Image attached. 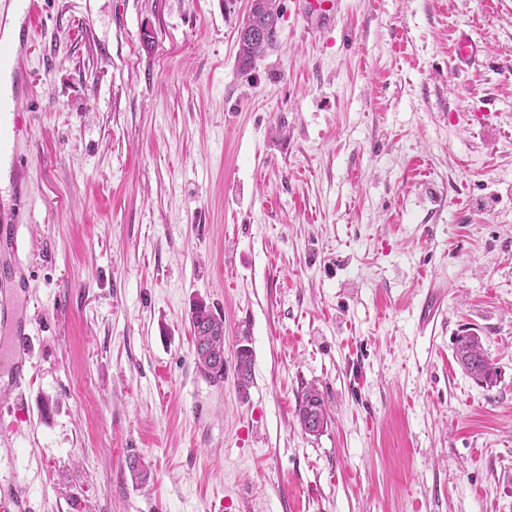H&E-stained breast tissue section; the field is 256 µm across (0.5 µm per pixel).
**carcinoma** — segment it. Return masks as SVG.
I'll return each mask as SVG.
<instances>
[{
  "instance_id": "obj_1",
  "label": "carcinoma",
  "mask_w": 512,
  "mask_h": 512,
  "mask_svg": "<svg viewBox=\"0 0 512 512\" xmlns=\"http://www.w3.org/2000/svg\"><path fill=\"white\" fill-rule=\"evenodd\" d=\"M279 13L277 0H255L253 8L239 23L251 25L252 37L238 40V65L247 72L255 62L274 51L279 33L267 26L266 20ZM188 320L193 331L194 357L197 367L214 383L224 381V318L214 313L211 306L200 298L190 304ZM457 363L478 384L490 388L495 385L498 371L484 352L482 338L474 333L457 337L454 348ZM237 387L246 393L251 385L252 358L247 348L238 351L235 365ZM297 418L305 432L320 433L327 425V412L319 390L311 387L304 391L297 405Z\"/></svg>"
}]
</instances>
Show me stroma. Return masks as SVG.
Returning <instances> with one entry per match:
<instances>
[{
    "label": "stroma",
    "mask_w": 512,
    "mask_h": 512,
    "mask_svg": "<svg viewBox=\"0 0 512 512\" xmlns=\"http://www.w3.org/2000/svg\"><path fill=\"white\" fill-rule=\"evenodd\" d=\"M31 206L0 295L31 339L0 468L28 512H512V0H343L237 64L249 0H42ZM466 31L479 47L453 72ZM445 299L434 332L415 309ZM224 318L222 383L189 304ZM499 376L457 363L463 330ZM252 383L237 388L239 347ZM318 387L317 435L296 417ZM150 472L135 479L131 460Z\"/></svg>",
    "instance_id": "35a3bbf8"
}]
</instances>
